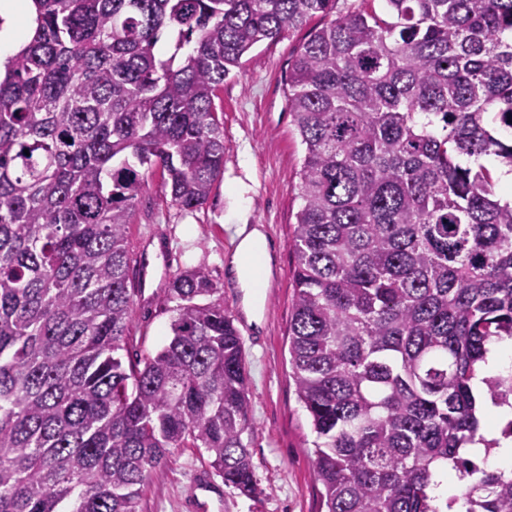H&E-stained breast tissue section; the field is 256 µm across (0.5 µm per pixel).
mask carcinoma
Returning a JSON list of instances; mask_svg holds the SVG:
<instances>
[{"mask_svg": "<svg viewBox=\"0 0 512 512\" xmlns=\"http://www.w3.org/2000/svg\"><path fill=\"white\" fill-rule=\"evenodd\" d=\"M311 28L288 72L305 148L289 364L324 512H512V469L465 455L472 379L512 339V0H385ZM0 77V512H140L171 450L257 481L242 341L202 267L172 336L125 365L127 231L161 170L192 211L224 174L214 99L257 44L336 0H32ZM177 32L166 59L157 44ZM29 153H24V150ZM512 407V371L484 380Z\"/></svg>", "mask_w": 512, "mask_h": 512, "instance_id": "obj_1", "label": "carcinoma"}]
</instances>
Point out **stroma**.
I'll return each mask as SVG.
<instances>
[{"label": "stroma", "instance_id": "1", "mask_svg": "<svg viewBox=\"0 0 512 512\" xmlns=\"http://www.w3.org/2000/svg\"><path fill=\"white\" fill-rule=\"evenodd\" d=\"M306 36L290 31L258 45L218 91L215 107L224 127V175L198 210L171 206L159 170L145 174L146 188L128 229L133 314L124 360L155 353L171 332L164 289L189 267L209 271L223 291L224 308L243 342L249 380L251 454L258 492L224 487L214 512H321L311 450L316 436L290 376L288 324L294 308L295 258L290 243L304 148L287 108L288 67ZM258 224L266 236L272 274L260 290L259 323L244 311V290L230 258L236 227ZM206 454L173 451L141 488V512H191L196 474H211Z\"/></svg>", "mask_w": 512, "mask_h": 512}]
</instances>
